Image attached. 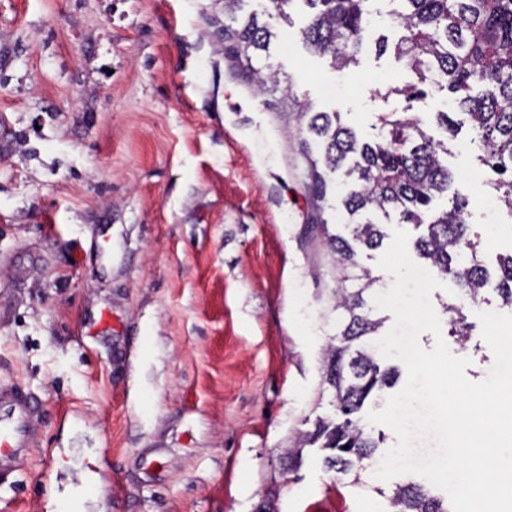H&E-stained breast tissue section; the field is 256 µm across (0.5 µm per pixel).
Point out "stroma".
<instances>
[{"label":"stroma","mask_w":512,"mask_h":512,"mask_svg":"<svg viewBox=\"0 0 512 512\" xmlns=\"http://www.w3.org/2000/svg\"><path fill=\"white\" fill-rule=\"evenodd\" d=\"M290 15L269 59L290 90L259 96L225 68L224 0H0V386L40 417L0 512H59L88 478L80 512H384L410 481H379L373 460L352 484L315 448L283 474L279 449L329 410L337 281L314 225L352 222L341 174L315 207L300 112L368 139L385 112L435 126L451 95L406 101L414 74L371 47L334 73L302 43L305 9ZM466 222L488 264L512 253L478 202ZM431 302L484 380L476 309L461 343V292Z\"/></svg>","instance_id":"obj_1"}]
</instances>
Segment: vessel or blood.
Segmentation results:
<instances>
[{
	"label": "vessel or blood",
	"mask_w": 512,
	"mask_h": 512,
	"mask_svg": "<svg viewBox=\"0 0 512 512\" xmlns=\"http://www.w3.org/2000/svg\"><path fill=\"white\" fill-rule=\"evenodd\" d=\"M35 405L21 386L0 387V490L17 483L18 463L33 445Z\"/></svg>",
	"instance_id": "1"
}]
</instances>
